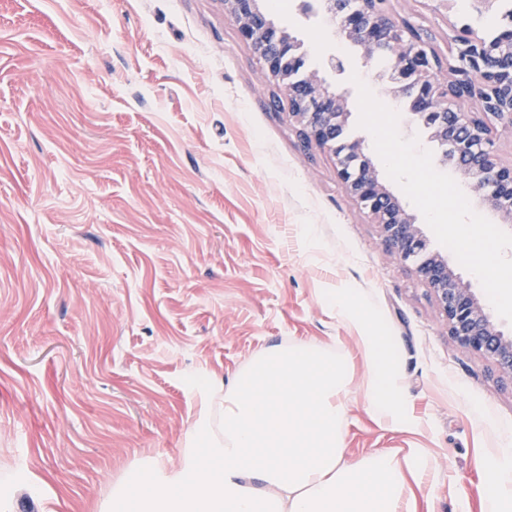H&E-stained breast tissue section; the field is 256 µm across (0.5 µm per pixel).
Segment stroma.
Segmentation results:
<instances>
[{
    "instance_id": "stroma-1",
    "label": "stroma",
    "mask_w": 512,
    "mask_h": 512,
    "mask_svg": "<svg viewBox=\"0 0 512 512\" xmlns=\"http://www.w3.org/2000/svg\"><path fill=\"white\" fill-rule=\"evenodd\" d=\"M448 54V0H390ZM390 102L386 56L273 14ZM223 0H0V486L13 512H95L134 461L180 467L205 380L317 345L352 374L347 461L430 449L432 512H480L512 381L448 333L328 154L303 148ZM392 102V101H391ZM388 337L415 417L377 426L336 291Z\"/></svg>"
}]
</instances>
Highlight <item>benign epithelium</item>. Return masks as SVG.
<instances>
[{
  "label": "benign epithelium",
  "instance_id": "benign-epithelium-1",
  "mask_svg": "<svg viewBox=\"0 0 512 512\" xmlns=\"http://www.w3.org/2000/svg\"><path fill=\"white\" fill-rule=\"evenodd\" d=\"M389 0H302L305 12H319L366 59L390 56L392 94L407 96L409 111L431 142L448 146L442 163L470 179L474 198L503 224L512 223V164L495 150L490 120L512 129V18L493 38L469 25L453 26L448 50L449 76L438 78L443 60L410 22L396 17ZM240 38L259 59L269 80L288 99V117L301 140L328 151L349 196L378 224L385 249L413 264L432 289L448 321V332L463 346L490 357L512 380V337L494 324L469 284L438 251L427 249L424 235L401 198L383 182L364 151L363 141L345 132L357 89L333 87L318 69H306L308 50L288 28L271 19L264 0H224ZM322 66L339 76L348 61L335 53ZM478 108L466 111L461 102Z\"/></svg>",
  "mask_w": 512,
  "mask_h": 512
}]
</instances>
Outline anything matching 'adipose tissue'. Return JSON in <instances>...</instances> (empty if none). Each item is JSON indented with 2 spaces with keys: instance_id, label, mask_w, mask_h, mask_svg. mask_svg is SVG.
I'll list each match as a JSON object with an SVG mask.
<instances>
[{
  "instance_id": "obj_1",
  "label": "adipose tissue",
  "mask_w": 512,
  "mask_h": 512,
  "mask_svg": "<svg viewBox=\"0 0 512 512\" xmlns=\"http://www.w3.org/2000/svg\"><path fill=\"white\" fill-rule=\"evenodd\" d=\"M336 303L367 365V412L410 428L403 376L385 337L371 332L373 310L346 291ZM348 385L342 354L312 345L257 352L231 387H212L182 467L135 463L137 479L110 493L100 512H419L427 449L346 461ZM491 468L479 495L486 512H501L512 501L511 437Z\"/></svg>"
}]
</instances>
